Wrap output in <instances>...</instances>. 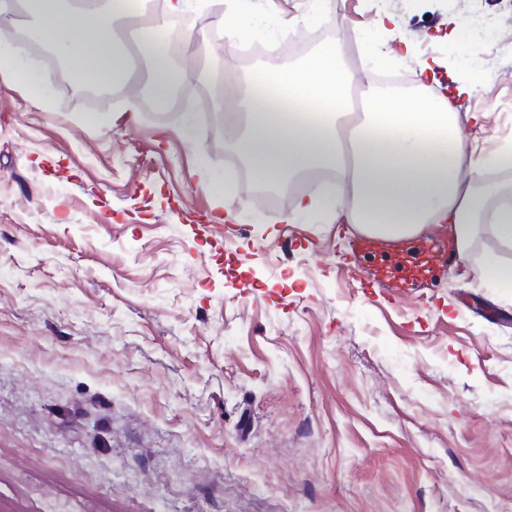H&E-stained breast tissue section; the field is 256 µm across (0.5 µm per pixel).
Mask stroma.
Listing matches in <instances>:
<instances>
[{
	"mask_svg": "<svg viewBox=\"0 0 512 512\" xmlns=\"http://www.w3.org/2000/svg\"><path fill=\"white\" fill-rule=\"evenodd\" d=\"M287 64L337 38L350 92L447 59L469 147L512 139V0H277ZM194 14L183 100L136 101L144 70L88 99L67 62L15 50L44 85L0 72V512H512V288L482 282L512 248L468 256L388 302L346 270L351 224L296 212L218 137L261 62ZM412 57L375 70L380 10ZM112 115L111 128L92 121ZM191 122L192 138L178 128ZM216 176L236 213L214 221ZM289 215L274 224L271 214Z\"/></svg>",
	"mask_w": 512,
	"mask_h": 512,
	"instance_id": "obj_1",
	"label": "stroma"
}]
</instances>
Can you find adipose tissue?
Here are the masks:
<instances>
[{
  "label": "adipose tissue",
  "mask_w": 512,
  "mask_h": 512,
  "mask_svg": "<svg viewBox=\"0 0 512 512\" xmlns=\"http://www.w3.org/2000/svg\"><path fill=\"white\" fill-rule=\"evenodd\" d=\"M19 2L33 21L31 33L73 61L80 74L102 85L127 81L129 55L114 32L129 15V0H95L89 8L68 7L64 0ZM161 29L157 23L140 33L160 97L187 76L171 68ZM447 69L440 59L420 60L417 94L370 87L368 111L351 117L346 112L349 79L330 40L299 65L264 69L268 86L288 96L289 110L260 103L251 94L248 131H240L229 117L219 133L261 182L281 184L324 170L345 188L342 199L321 192L301 198L300 213L320 211L385 239L449 224L463 256L482 229L512 248V190L499 187L484 197L474 190L485 170L512 168V143L479 157L466 151L455 101L445 93L423 95Z\"/></svg>",
  "instance_id": "ef3b65f1"
}]
</instances>
